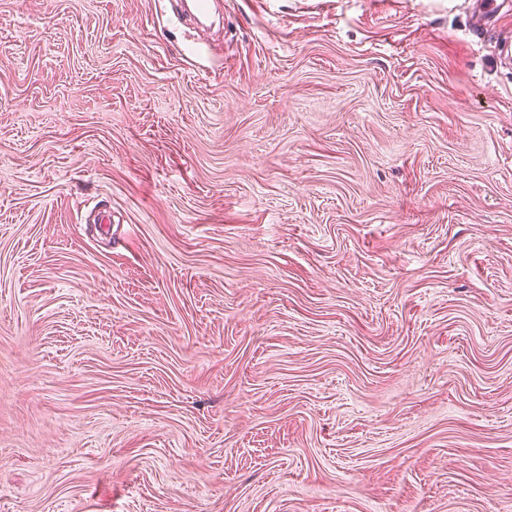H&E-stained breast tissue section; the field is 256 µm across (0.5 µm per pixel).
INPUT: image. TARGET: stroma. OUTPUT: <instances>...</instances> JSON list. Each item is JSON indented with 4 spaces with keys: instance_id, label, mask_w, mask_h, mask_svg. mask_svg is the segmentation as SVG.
<instances>
[{
    "instance_id": "obj_1",
    "label": "stroma",
    "mask_w": 512,
    "mask_h": 512,
    "mask_svg": "<svg viewBox=\"0 0 512 512\" xmlns=\"http://www.w3.org/2000/svg\"><path fill=\"white\" fill-rule=\"evenodd\" d=\"M0 0V512H512V0Z\"/></svg>"
}]
</instances>
